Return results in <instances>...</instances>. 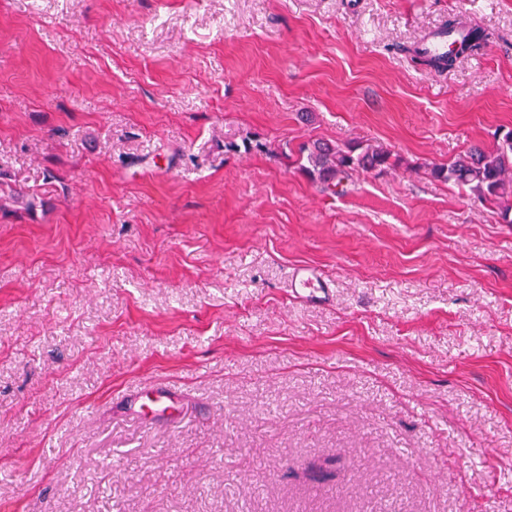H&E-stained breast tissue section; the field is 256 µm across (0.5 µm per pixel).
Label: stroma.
<instances>
[{
	"label": "stroma",
	"mask_w": 512,
	"mask_h": 512,
	"mask_svg": "<svg viewBox=\"0 0 512 512\" xmlns=\"http://www.w3.org/2000/svg\"><path fill=\"white\" fill-rule=\"evenodd\" d=\"M510 129L512 0H0V512H512V224L425 172ZM465 35V30L462 28H457L453 30H448L445 26L438 27L432 31H430L424 39L419 44V50L429 57L435 58H448L446 63L441 66L435 63L433 60L420 56L418 58L415 54V49H413L414 57L421 62V64L430 66L435 69H449L451 68L457 58L463 55H471L475 52L481 50L483 45L487 40V35L479 30V29H471L469 30L468 36L464 39V41L457 48V54L454 57L448 56V51L451 50L453 45L461 40ZM287 158L308 178L327 189L351 179L353 173L382 176L396 164L387 149L370 144L341 147L321 141L300 148L294 160L292 154ZM292 294L312 304L325 303L331 296L333 282L311 265H298L290 274ZM146 397L151 404L150 410L154 417L164 418L172 415L176 403L171 394L163 388H153Z\"/></svg>",
	"instance_id": "stroma-1"
}]
</instances>
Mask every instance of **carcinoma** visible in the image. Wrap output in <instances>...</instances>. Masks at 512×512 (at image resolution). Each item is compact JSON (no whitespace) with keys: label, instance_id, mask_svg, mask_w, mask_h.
<instances>
[{"label":"carcinoma","instance_id":"cac0c4a2","mask_svg":"<svg viewBox=\"0 0 512 512\" xmlns=\"http://www.w3.org/2000/svg\"><path fill=\"white\" fill-rule=\"evenodd\" d=\"M486 40L483 31L471 29L459 45L456 56L448 58L444 65L425 56L419 62L435 69H449L457 58L481 50ZM287 158L308 178L326 188L351 179L355 173L382 176L395 167L389 150L370 144L341 147L315 141L300 148L298 155L289 154ZM429 175L435 180L466 188L481 200L501 204V218L512 224V131L492 150L474 144L453 161L430 166Z\"/></svg>","mask_w":512,"mask_h":512}]
</instances>
